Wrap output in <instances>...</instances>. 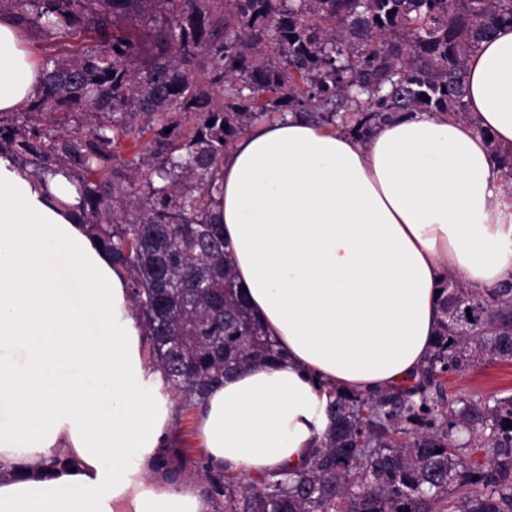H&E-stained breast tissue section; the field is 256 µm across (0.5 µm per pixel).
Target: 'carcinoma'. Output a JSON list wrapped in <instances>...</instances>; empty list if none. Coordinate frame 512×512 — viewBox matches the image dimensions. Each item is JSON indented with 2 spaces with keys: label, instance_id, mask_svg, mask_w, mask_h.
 <instances>
[{
  "label": "carcinoma",
  "instance_id": "1",
  "mask_svg": "<svg viewBox=\"0 0 512 512\" xmlns=\"http://www.w3.org/2000/svg\"><path fill=\"white\" fill-rule=\"evenodd\" d=\"M8 2L24 26L83 45L44 59L24 108L76 116L77 128L0 118V151L36 179L75 175L87 233L128 271L155 364L195 408L224 379L281 358L215 215L231 145L272 112L363 137L396 112L472 123L466 62L512 25V0ZM482 135L511 181L512 151ZM124 140L137 147L126 161ZM440 310L417 382L330 393L331 427L305 468L244 486L205 471L224 512H512V396L453 397L443 380L512 359V286L462 284L456 321L446 294Z\"/></svg>",
  "mask_w": 512,
  "mask_h": 512
}]
</instances>
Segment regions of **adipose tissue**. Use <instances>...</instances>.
I'll list each match as a JSON object with an SVG mask.
<instances>
[{
	"instance_id": "1",
	"label": "adipose tissue",
	"mask_w": 512,
	"mask_h": 512,
	"mask_svg": "<svg viewBox=\"0 0 512 512\" xmlns=\"http://www.w3.org/2000/svg\"><path fill=\"white\" fill-rule=\"evenodd\" d=\"M473 122L403 112L367 139L288 114L224 160L234 272L283 353L211 389L196 414L215 473L303 465L328 392L410 383L440 285L512 282V195L490 143L512 146V26L467 60ZM26 30L0 14V116L41 89ZM74 178L0 154V512H215L156 474L170 428L126 269L86 234Z\"/></svg>"
}]
</instances>
